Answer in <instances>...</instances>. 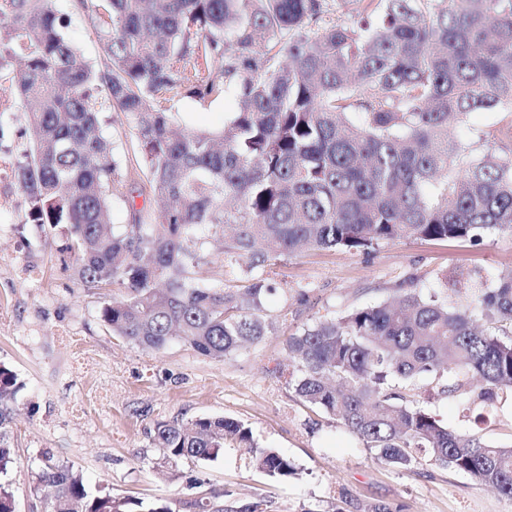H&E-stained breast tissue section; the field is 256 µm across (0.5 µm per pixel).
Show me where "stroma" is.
Wrapping results in <instances>:
<instances>
[{"mask_svg": "<svg viewBox=\"0 0 512 512\" xmlns=\"http://www.w3.org/2000/svg\"><path fill=\"white\" fill-rule=\"evenodd\" d=\"M104 0H53L67 19V40L93 64L102 44L91 23ZM0 160H9L26 128L25 108L9 85H0ZM233 93L200 100L182 95L172 110L187 128H219L235 111ZM123 175L112 198L115 227L132 210L157 215L159 202L136 172L140 154L133 118L124 112L100 115ZM27 201L11 176L0 175V363L21 384L8 425L15 463L5 480L16 512H42L31 494L46 461L71 466L91 488L146 501L169 499L174 512L215 497L226 512L263 501L265 512H364L383 501L394 512H512V500L467 474L432 464L420 455L412 468L379 463L363 442L320 409L301 402L289 379L297 374L286 349L297 329L323 317L374 303L396 289L431 290L437 277L479 273L487 282L512 269V231H497L478 244L464 241L398 240L367 252L310 249L277 260V286L264 306L275 329L259 344L221 360L171 342L153 352L113 336L100 317L112 289H89L78 279L73 258L61 248L68 225L26 221ZM203 287H243L238 267L228 266L218 241L206 243L197 267ZM441 424L470 431L494 443L512 441V398L497 399L482 422L465 411L460 397L417 393ZM224 416L249 427L262 447L278 449L296 464V478L282 481L245 464L225 449L214 461L181 460L166 471L154 442L163 422Z\"/></svg>", "mask_w": 512, "mask_h": 512, "instance_id": "1", "label": "stroma"}]
</instances>
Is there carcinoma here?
Returning <instances> with one entry per match:
<instances>
[{"instance_id": "1", "label": "carcinoma", "mask_w": 512, "mask_h": 512, "mask_svg": "<svg viewBox=\"0 0 512 512\" xmlns=\"http://www.w3.org/2000/svg\"><path fill=\"white\" fill-rule=\"evenodd\" d=\"M94 28L104 70L66 40L51 0H0V75L28 107L25 142L9 161L29 224H67L65 250L86 288L121 290L101 318L119 336L160 351L179 338L221 360L266 336L263 304L274 262L308 249L367 252L383 241L468 240L512 230V0H349L355 20L317 27L325 0H106ZM202 62L207 74L187 68ZM104 88V98L97 96ZM231 90L237 110L212 130L177 126L167 103ZM134 119L143 169L164 202L151 221L114 229L118 164L103 108ZM505 113L477 141L448 135L470 113ZM247 285L202 288L206 234ZM414 286L395 299L325 317L288 337L300 365L296 395L340 420L385 464L418 453L512 499V444L444 427L410 404L422 379L467 397L480 419L512 394V271L479 275L469 301ZM20 383L0 365V474L14 463L6 430ZM158 465L214 461L237 448L286 480L294 462L260 448L241 422L160 423ZM45 512H173L112 492L91 493L49 462Z\"/></svg>"}]
</instances>
